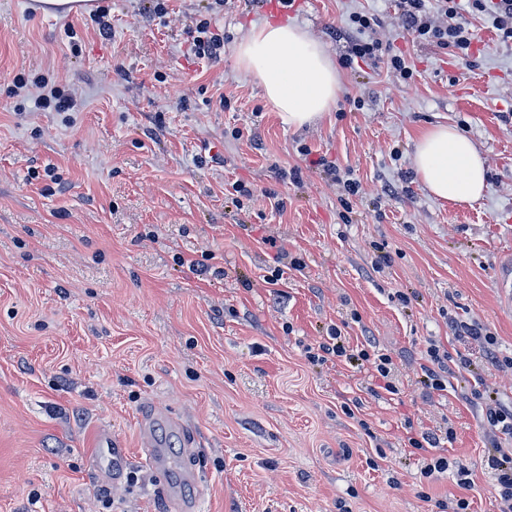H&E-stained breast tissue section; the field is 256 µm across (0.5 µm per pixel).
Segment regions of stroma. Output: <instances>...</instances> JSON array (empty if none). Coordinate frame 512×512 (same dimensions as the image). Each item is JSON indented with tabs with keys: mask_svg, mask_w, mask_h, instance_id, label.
I'll return each mask as SVG.
<instances>
[{
	"mask_svg": "<svg viewBox=\"0 0 512 512\" xmlns=\"http://www.w3.org/2000/svg\"><path fill=\"white\" fill-rule=\"evenodd\" d=\"M99 2L106 35L0 0V512H166L141 461L148 408L167 419L156 436L173 439V471L184 430L199 441L198 512H439L459 497L497 512L487 412L492 399L512 411V304L497 286L512 256V41L473 13L469 54L452 55L413 40L394 0ZM355 12L379 18L412 77L344 64ZM202 18L224 37L211 60L189 51ZM267 21L340 63L334 107L305 128L236 67ZM20 76L76 107L39 109ZM438 123L485 157L481 199L440 201L417 178L414 142ZM237 182L252 192L239 205ZM334 328L392 357L395 392L371 393V365L310 361ZM432 343L473 369L428 395ZM447 427L438 452L470 488L423 477L407 442ZM104 428L136 475L116 488L90 465Z\"/></svg>",
	"mask_w": 512,
	"mask_h": 512,
	"instance_id": "1",
	"label": "stroma"
}]
</instances>
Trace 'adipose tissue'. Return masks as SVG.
<instances>
[{
  "mask_svg": "<svg viewBox=\"0 0 512 512\" xmlns=\"http://www.w3.org/2000/svg\"><path fill=\"white\" fill-rule=\"evenodd\" d=\"M236 64L260 86L283 123L301 128L329 112L340 75L324 46L299 26L264 23L235 48ZM416 175L436 199L468 203L486 189V165L473 141L438 124L415 144Z\"/></svg>",
  "mask_w": 512,
  "mask_h": 512,
  "instance_id": "obj_1",
  "label": "adipose tissue"
}]
</instances>
